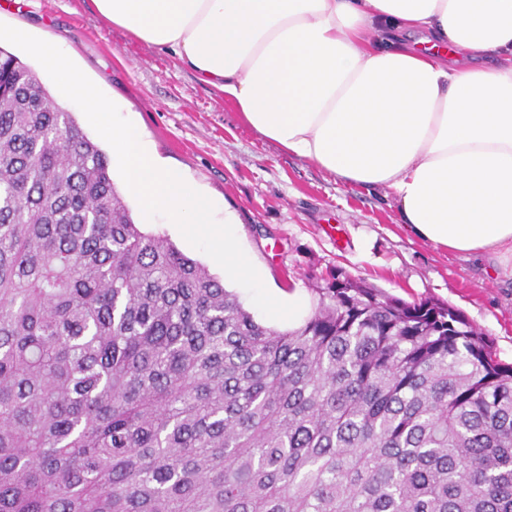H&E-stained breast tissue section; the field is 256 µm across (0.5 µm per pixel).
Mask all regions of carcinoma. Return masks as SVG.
Masks as SVG:
<instances>
[{
	"mask_svg": "<svg viewBox=\"0 0 512 512\" xmlns=\"http://www.w3.org/2000/svg\"><path fill=\"white\" fill-rule=\"evenodd\" d=\"M257 322L0 49V512H512V363L341 271Z\"/></svg>",
	"mask_w": 512,
	"mask_h": 512,
	"instance_id": "1",
	"label": "carcinoma"
}]
</instances>
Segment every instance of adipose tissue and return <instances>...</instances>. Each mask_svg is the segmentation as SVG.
<instances>
[{"instance_id": "obj_1", "label": "adipose tissue", "mask_w": 512, "mask_h": 512, "mask_svg": "<svg viewBox=\"0 0 512 512\" xmlns=\"http://www.w3.org/2000/svg\"><path fill=\"white\" fill-rule=\"evenodd\" d=\"M93 3L434 247L512 257V0Z\"/></svg>"}]
</instances>
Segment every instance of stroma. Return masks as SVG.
Segmentation results:
<instances>
[{
  "label": "stroma",
  "instance_id": "obj_1",
  "mask_svg": "<svg viewBox=\"0 0 512 512\" xmlns=\"http://www.w3.org/2000/svg\"><path fill=\"white\" fill-rule=\"evenodd\" d=\"M0 0V23L59 40L69 58L137 122L159 157L220 205L266 288L303 294L343 272L386 295L458 309L512 362V267L460 258L400 222L389 190L354 186L245 124L222 93L169 54L106 23L92 0Z\"/></svg>",
  "mask_w": 512,
  "mask_h": 512
}]
</instances>
